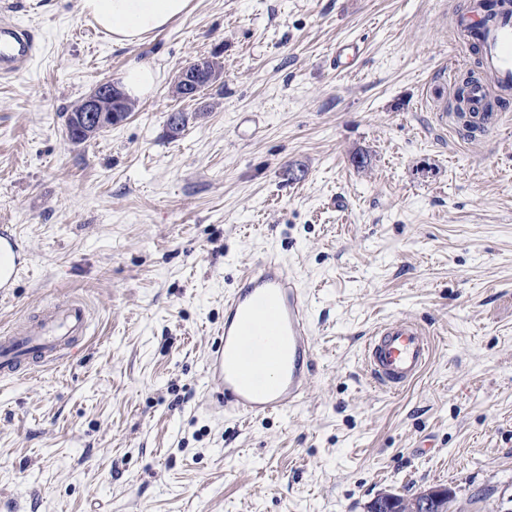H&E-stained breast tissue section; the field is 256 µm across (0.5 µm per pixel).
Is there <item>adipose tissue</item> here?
<instances>
[{"mask_svg":"<svg viewBox=\"0 0 512 512\" xmlns=\"http://www.w3.org/2000/svg\"><path fill=\"white\" fill-rule=\"evenodd\" d=\"M191 0H81V7L114 43H135L145 33L164 29L190 10Z\"/></svg>","mask_w":512,"mask_h":512,"instance_id":"1","label":"adipose tissue"}]
</instances>
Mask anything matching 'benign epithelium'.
<instances>
[{"label":"benign epithelium","mask_w":512,"mask_h":512,"mask_svg":"<svg viewBox=\"0 0 512 512\" xmlns=\"http://www.w3.org/2000/svg\"><path fill=\"white\" fill-rule=\"evenodd\" d=\"M222 76L223 67L215 64L213 57H200L180 69L171 86L172 97L195 100L202 87L216 83ZM135 107L136 101L124 92L120 83L104 81L82 98L80 109L74 115L77 136L87 141L107 122L119 126ZM453 495L450 488L426 489L413 500L410 512H427L431 505Z\"/></svg>","instance_id":"obj_1"}]
</instances>
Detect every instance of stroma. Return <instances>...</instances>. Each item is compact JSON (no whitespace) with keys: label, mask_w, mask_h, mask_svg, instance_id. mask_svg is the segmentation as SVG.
Instances as JSON below:
<instances>
[{"label":"stroma","mask_w":512,"mask_h":512,"mask_svg":"<svg viewBox=\"0 0 512 512\" xmlns=\"http://www.w3.org/2000/svg\"><path fill=\"white\" fill-rule=\"evenodd\" d=\"M472 2L193 0L121 46L80 0H0L40 46L0 80V332L90 311L73 357L0 382V512H364L435 485L512 507V112L483 133L452 108L482 72L456 26ZM213 53L209 114L169 139L193 109L175 70ZM139 64L158 78L137 111L71 143L63 112ZM270 255L309 293L317 369L297 409L243 424L205 364ZM401 316L435 353L391 394L361 355Z\"/></svg>","instance_id":"1"}]
</instances>
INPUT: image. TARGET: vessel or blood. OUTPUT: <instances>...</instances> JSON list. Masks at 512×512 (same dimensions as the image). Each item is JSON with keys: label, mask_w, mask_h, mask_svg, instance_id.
<instances>
[{"label": "vessel or blood", "mask_w": 512, "mask_h": 512, "mask_svg": "<svg viewBox=\"0 0 512 512\" xmlns=\"http://www.w3.org/2000/svg\"><path fill=\"white\" fill-rule=\"evenodd\" d=\"M459 17L467 43L480 49L488 79L473 80L466 93L468 112L481 130L495 123L488 113L492 89L512 92V0H477ZM36 53L34 36L0 19V78L14 75ZM308 298L296 275L269 256L247 271L224 300V328L208 358L216 396L239 422L286 413L308 395L316 361L307 320ZM88 331L86 308L78 302L54 307L22 333L0 336V376L14 378L33 360L59 361ZM425 328L410 317L383 322L364 347L363 361L375 383L396 393L419 377L433 359Z\"/></svg>", "instance_id": "vessel-or-blood-1"}]
</instances>
